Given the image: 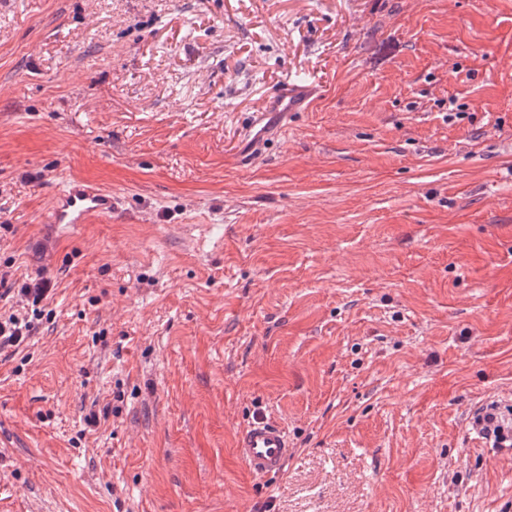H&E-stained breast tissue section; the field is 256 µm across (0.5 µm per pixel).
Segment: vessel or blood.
<instances>
[{"mask_svg": "<svg viewBox=\"0 0 512 512\" xmlns=\"http://www.w3.org/2000/svg\"><path fill=\"white\" fill-rule=\"evenodd\" d=\"M316 92L314 84L292 81L265 106L268 115L279 118L305 111ZM112 194L93 184L69 181L57 189L49 221L53 224H84L92 217L111 214ZM291 444L286 429L265 418H254L238 441V455L246 469L256 476L281 473L288 460Z\"/></svg>", "mask_w": 512, "mask_h": 512, "instance_id": "obj_1", "label": "vessel or blood"}]
</instances>
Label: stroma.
I'll list each match as a JSON object with an SVG mask.
<instances>
[{"label": "stroma", "mask_w": 512, "mask_h": 512, "mask_svg": "<svg viewBox=\"0 0 512 512\" xmlns=\"http://www.w3.org/2000/svg\"><path fill=\"white\" fill-rule=\"evenodd\" d=\"M1 270L0 512H512V0H0ZM315 92L316 87L308 81L289 82L281 88L277 97L267 102L265 113L284 120L294 112H304L309 107ZM112 193L93 184L69 181L57 189L49 223L86 224L92 217L112 215ZM16 282H9L8 273L0 276V298L10 301L13 298H19L20 301L29 306L31 304L33 316L37 313L39 304L48 299L51 288L49 283L43 278L30 279V282H23L15 287ZM35 330L33 320L16 313L0 315V349H18ZM489 410H483L478 413L475 422L487 437H493L497 444L508 442L504 447L512 446V418H503L496 413V406H491ZM238 455L255 476H270L283 471L291 451L286 429L263 417L254 418L238 441Z\"/></svg>", "instance_id": "stroma-1"}]
</instances>
